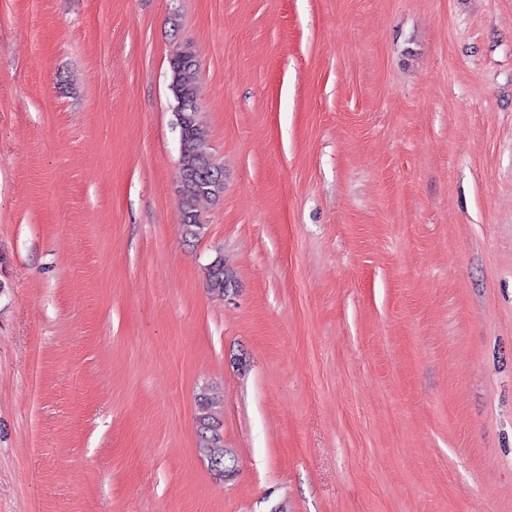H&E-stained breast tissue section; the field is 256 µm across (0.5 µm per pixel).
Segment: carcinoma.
<instances>
[{
  "label": "carcinoma",
  "instance_id": "1",
  "mask_svg": "<svg viewBox=\"0 0 512 512\" xmlns=\"http://www.w3.org/2000/svg\"><path fill=\"white\" fill-rule=\"evenodd\" d=\"M173 103L195 105L190 123L180 138L179 170L184 192L178 202L182 235L187 240L201 238L206 232L198 209L205 199H218L224 193V171L215 163L208 146V133L199 119L196 105L200 97L197 60L189 46L169 60V84ZM224 259L215 255L206 267V285L212 293H224ZM196 401V447L202 457L218 454L224 459V439L220 415L224 410V393L217 388H199Z\"/></svg>",
  "mask_w": 512,
  "mask_h": 512
}]
</instances>
